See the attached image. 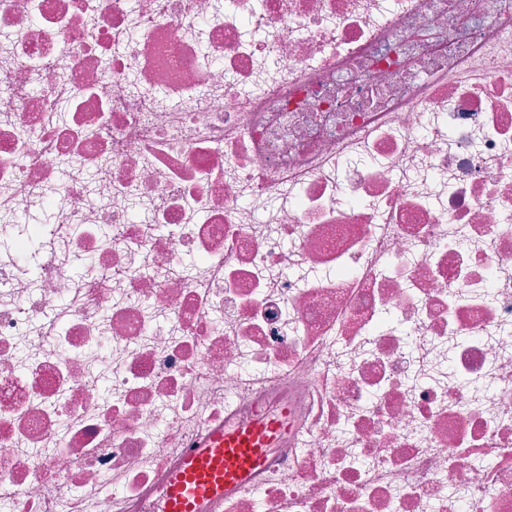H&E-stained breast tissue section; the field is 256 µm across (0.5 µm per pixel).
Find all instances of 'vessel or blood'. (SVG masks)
Returning <instances> with one entry per match:
<instances>
[{
	"instance_id": "vessel-or-blood-1",
	"label": "vessel or blood",
	"mask_w": 512,
	"mask_h": 512,
	"mask_svg": "<svg viewBox=\"0 0 512 512\" xmlns=\"http://www.w3.org/2000/svg\"><path fill=\"white\" fill-rule=\"evenodd\" d=\"M276 424L219 431L204 448L190 451L166 489L167 512H198L207 501L223 497L226 488L260 467L276 438Z\"/></svg>"
}]
</instances>
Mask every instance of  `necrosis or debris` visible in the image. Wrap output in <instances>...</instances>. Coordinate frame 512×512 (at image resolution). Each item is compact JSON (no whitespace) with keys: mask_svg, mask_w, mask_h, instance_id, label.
<instances>
[{"mask_svg":"<svg viewBox=\"0 0 512 512\" xmlns=\"http://www.w3.org/2000/svg\"><path fill=\"white\" fill-rule=\"evenodd\" d=\"M269 421L201 512H512V0H0V512Z\"/></svg>","mask_w":512,"mask_h":512,"instance_id":"obj_1","label":"necrosis or debris"}]
</instances>
